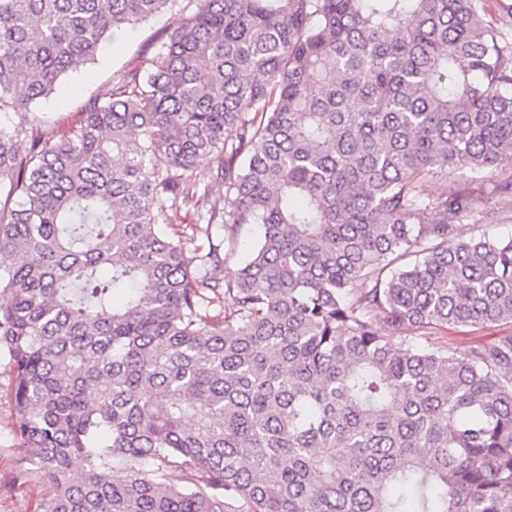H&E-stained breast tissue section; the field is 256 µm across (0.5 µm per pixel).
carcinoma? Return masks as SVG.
<instances>
[{"label":"carcinoma","instance_id":"1","mask_svg":"<svg viewBox=\"0 0 512 512\" xmlns=\"http://www.w3.org/2000/svg\"><path fill=\"white\" fill-rule=\"evenodd\" d=\"M171 2L0 0V363L34 512H512V335L419 338L512 320V238L465 236L454 180L512 162V12L192 0L19 150ZM490 193L512 211V175ZM215 224L262 237L228 266ZM187 3V0H177L173 3L171 11L147 24L111 37L98 55V63L89 72L72 77L55 93L41 100L38 114L47 122L43 129L49 135L71 130L83 120L81 106L85 99L103 92L113 73L126 62L133 60L138 65L148 66L153 52L144 53L143 47L154 31L168 25L174 14L182 10ZM512 334V321H501L486 327H456L433 329L426 336L445 347L463 349L471 345H488L501 336Z\"/></svg>","mask_w":512,"mask_h":512}]
</instances>
